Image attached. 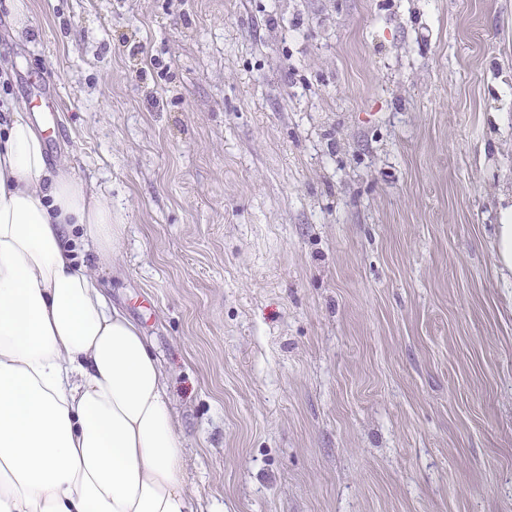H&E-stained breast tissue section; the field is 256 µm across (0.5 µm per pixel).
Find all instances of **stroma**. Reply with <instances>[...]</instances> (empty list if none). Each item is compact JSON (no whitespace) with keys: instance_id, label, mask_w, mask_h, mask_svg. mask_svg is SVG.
I'll return each mask as SVG.
<instances>
[{"instance_id":"1","label":"stroma","mask_w":512,"mask_h":512,"mask_svg":"<svg viewBox=\"0 0 512 512\" xmlns=\"http://www.w3.org/2000/svg\"><path fill=\"white\" fill-rule=\"evenodd\" d=\"M0 0L124 224L202 512H512V0ZM494 249L497 274L512 277V203L500 210L499 224H495Z\"/></svg>"}]
</instances>
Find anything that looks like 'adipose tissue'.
I'll use <instances>...</instances> for the list:
<instances>
[{"label":"adipose tissue","instance_id":"ef3b65f1","mask_svg":"<svg viewBox=\"0 0 512 512\" xmlns=\"http://www.w3.org/2000/svg\"><path fill=\"white\" fill-rule=\"evenodd\" d=\"M4 106L0 512H197L166 377L91 271L123 226L92 183L49 172L26 105Z\"/></svg>","mask_w":512,"mask_h":512}]
</instances>
